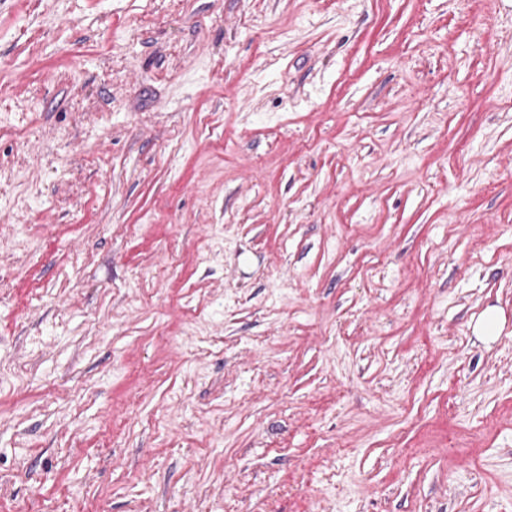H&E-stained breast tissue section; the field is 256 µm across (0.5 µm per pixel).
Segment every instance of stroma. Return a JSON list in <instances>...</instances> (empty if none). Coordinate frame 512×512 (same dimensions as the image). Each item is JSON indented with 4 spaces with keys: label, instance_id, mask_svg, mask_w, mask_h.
Returning <instances> with one entry per match:
<instances>
[{
    "label": "stroma",
    "instance_id": "1",
    "mask_svg": "<svg viewBox=\"0 0 512 512\" xmlns=\"http://www.w3.org/2000/svg\"><path fill=\"white\" fill-rule=\"evenodd\" d=\"M0 512H512V0H0ZM503 316L495 308L487 309L475 325L474 331L477 336L491 340L498 336L503 327Z\"/></svg>",
    "mask_w": 512,
    "mask_h": 512
}]
</instances>
